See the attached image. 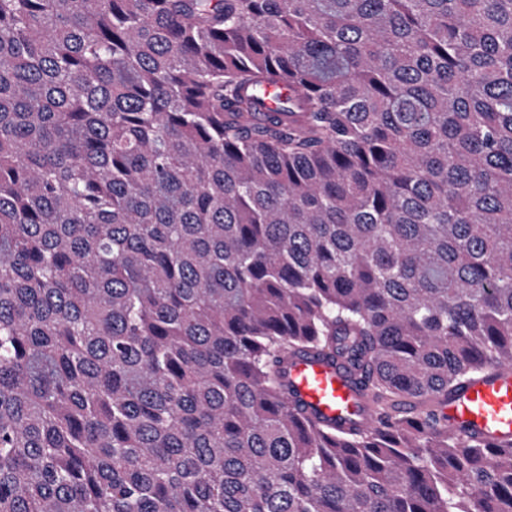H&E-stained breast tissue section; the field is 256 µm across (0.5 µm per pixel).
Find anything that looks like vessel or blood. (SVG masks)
Masks as SVG:
<instances>
[{
	"instance_id": "1",
	"label": "vessel or blood",
	"mask_w": 512,
	"mask_h": 512,
	"mask_svg": "<svg viewBox=\"0 0 512 512\" xmlns=\"http://www.w3.org/2000/svg\"><path fill=\"white\" fill-rule=\"evenodd\" d=\"M288 397L307 411L330 423L356 418L370 426L361 393L344 365L306 355L293 362L286 373ZM448 426L468 440L499 443L512 440V367L494 371L465 383L449 399Z\"/></svg>"
}]
</instances>
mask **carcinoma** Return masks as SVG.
<instances>
[{
  "label": "carcinoma",
  "instance_id": "1",
  "mask_svg": "<svg viewBox=\"0 0 512 512\" xmlns=\"http://www.w3.org/2000/svg\"><path fill=\"white\" fill-rule=\"evenodd\" d=\"M507 364L512 0H0V512H512ZM288 398L299 403L321 418L347 424L357 412L356 420L362 426H370L372 417L351 376L339 361H329L305 355L293 362L286 373ZM445 412L448 427L467 440H512V367L497 366L465 383Z\"/></svg>",
  "mask_w": 512,
  "mask_h": 512
}]
</instances>
